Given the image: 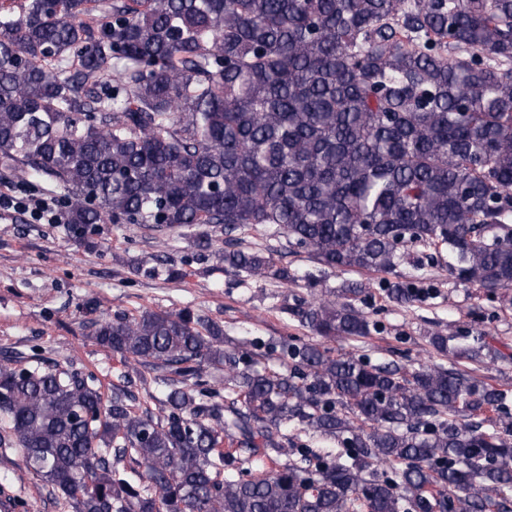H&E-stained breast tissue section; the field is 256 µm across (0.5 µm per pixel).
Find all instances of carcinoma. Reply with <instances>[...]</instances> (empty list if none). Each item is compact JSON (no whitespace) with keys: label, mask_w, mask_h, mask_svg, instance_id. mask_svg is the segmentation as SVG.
I'll return each instance as SVG.
<instances>
[{"label":"carcinoma","mask_w":512,"mask_h":512,"mask_svg":"<svg viewBox=\"0 0 512 512\" xmlns=\"http://www.w3.org/2000/svg\"><path fill=\"white\" fill-rule=\"evenodd\" d=\"M0 167L55 185L80 243L221 224L225 265L286 282L239 246L274 224L332 271L391 274L419 245L460 283L512 288V0H23L0 9ZM360 293L295 309L317 339L278 369L186 308L93 319L118 378L158 373V410L6 356L0 444L73 512H512V390L335 351L370 335Z\"/></svg>","instance_id":"cac0c4a2"}]
</instances>
